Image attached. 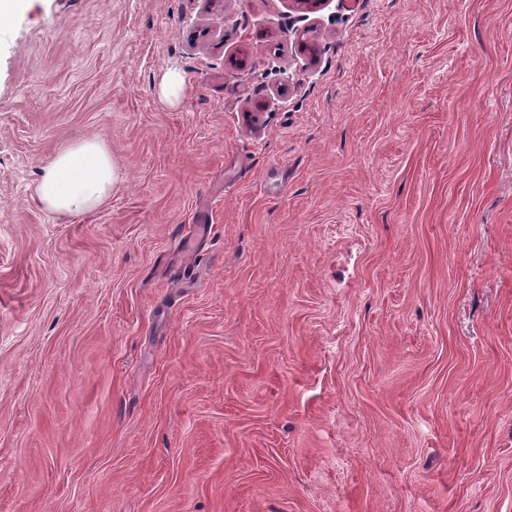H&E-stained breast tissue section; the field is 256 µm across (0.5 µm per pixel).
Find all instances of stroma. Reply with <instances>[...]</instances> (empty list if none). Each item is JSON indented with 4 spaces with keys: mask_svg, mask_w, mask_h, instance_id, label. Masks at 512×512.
Instances as JSON below:
<instances>
[{
    "mask_svg": "<svg viewBox=\"0 0 512 512\" xmlns=\"http://www.w3.org/2000/svg\"><path fill=\"white\" fill-rule=\"evenodd\" d=\"M5 7L0 512H512V0ZM114 168L108 145L85 137L59 150L42 170L34 200L44 209L80 215L101 207L112 195Z\"/></svg>",
    "mask_w": 512,
    "mask_h": 512,
    "instance_id": "35a3bbf8",
    "label": "stroma"
}]
</instances>
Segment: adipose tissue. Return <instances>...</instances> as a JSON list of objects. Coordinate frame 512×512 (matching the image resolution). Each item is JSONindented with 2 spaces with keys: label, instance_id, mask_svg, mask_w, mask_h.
<instances>
[{
  "label": "adipose tissue",
  "instance_id": "adipose-tissue-1",
  "mask_svg": "<svg viewBox=\"0 0 512 512\" xmlns=\"http://www.w3.org/2000/svg\"><path fill=\"white\" fill-rule=\"evenodd\" d=\"M114 168L108 145L85 137L59 150L43 168L34 200L44 209L80 215L97 210L112 194Z\"/></svg>",
  "mask_w": 512,
  "mask_h": 512
}]
</instances>
